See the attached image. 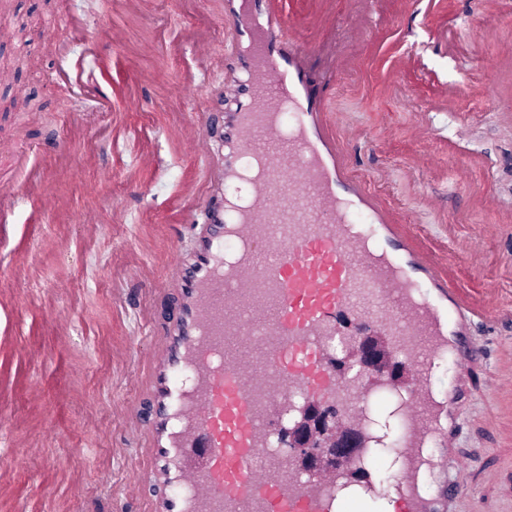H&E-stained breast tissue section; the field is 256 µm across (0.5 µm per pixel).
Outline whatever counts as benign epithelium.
I'll list each match as a JSON object with an SVG mask.
<instances>
[{
    "label": "benign epithelium",
    "mask_w": 512,
    "mask_h": 512,
    "mask_svg": "<svg viewBox=\"0 0 512 512\" xmlns=\"http://www.w3.org/2000/svg\"><path fill=\"white\" fill-rule=\"evenodd\" d=\"M353 365L363 376L384 377L396 387L406 382L407 368L390 349L385 338L377 334L359 337ZM288 448L308 473L336 469L361 448V438L353 429L339 426L335 411L308 404L292 427L284 431Z\"/></svg>",
    "instance_id": "7a95c632"
}]
</instances>
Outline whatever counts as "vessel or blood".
I'll return each instance as SVG.
<instances>
[{"mask_svg": "<svg viewBox=\"0 0 512 512\" xmlns=\"http://www.w3.org/2000/svg\"><path fill=\"white\" fill-rule=\"evenodd\" d=\"M222 21L243 75L238 102L219 118L190 113L177 137L194 160L220 151L219 179L247 182L248 194L214 205L206 187L189 186L209 232L188 259L179 229L165 245L160 286L177 295L175 321L114 354L136 364L125 378L150 403L147 417H124L120 433L142 450L126 475L140 506L120 499L114 512H335L340 473L305 476L288 458L273 469L261 459L299 396L363 431L372 386L338 380L328 362L349 323L374 326L408 365L396 496L400 512H435L416 477L425 447L451 443L463 391L436 397L433 368L446 353L462 370L474 356L459 318L475 302L454 270L475 262L481 241L426 245L358 172L362 134L328 111L304 69L319 33L336 23L375 44L382 26L372 11L340 18L335 0H315L301 29L262 0H224ZM1 155L28 169L46 212L63 209L50 174L10 146ZM475 304L484 321L504 314L495 289Z\"/></svg>", "mask_w": 512, "mask_h": 512, "instance_id": "vessel-or-blood-1", "label": "vessel or blood"}]
</instances>
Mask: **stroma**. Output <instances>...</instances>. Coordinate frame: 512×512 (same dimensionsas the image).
Here are the masks:
<instances>
[{
	"mask_svg": "<svg viewBox=\"0 0 512 512\" xmlns=\"http://www.w3.org/2000/svg\"><path fill=\"white\" fill-rule=\"evenodd\" d=\"M387 21L404 28L405 37L390 36L385 57L375 68L359 67L345 82L326 89L336 111L348 113L367 133L358 155L359 172L406 217L414 219L425 239L445 246L450 235L480 236V268H458L460 284L477 295L499 289L512 305V223L501 220L512 211V115L487 104L478 88L496 84L499 40L512 38V21L492 10V0H442L433 10L414 5L402 11L400 0H381ZM222 0H143L138 15L113 13L110 0H10L0 12V60L21 59L11 79L26 90L24 103L0 112V140H15L31 153L33 167L55 171V191L75 209L96 210L109 232L85 236L70 213L49 214L36 190L24 187V173L0 165V182L16 179L18 202L13 224L0 233V258L25 259L36 268L21 297L0 296V464L15 467L9 494L0 495V512H88L93 502H111L125 492L122 469L134 449L118 451L120 430L115 403H130L134 391L111 362L108 348L145 339L144 306L130 301L137 287L132 268L141 263L162 272L160 249L170 227L179 223L185 179L209 180L213 161L190 160L171 144L170 127L198 107L237 89L239 74L224 61L226 32L220 21ZM74 15L90 34L106 28L121 32V41L103 45L97 55L86 51L65 24ZM485 20L477 30L476 20ZM205 33L209 60L198 92L185 100H161L157 81L175 79L191 63L192 32ZM155 44L154 52L137 55L131 48ZM363 57L364 48L341 27L325 33L321 48L308 62L315 75L329 72L341 53ZM403 54L410 66L387 86V58ZM465 84L458 109L443 112L431 103L446 87ZM105 88L110 110L92 93ZM139 95L144 109L128 112L124 102ZM429 121L441 134L432 147L434 167L410 172L408 163L420 147L409 135L414 117ZM469 132L457 141L459 122ZM152 165L140 166L143 153ZM96 157L94 168L79 182L56 171L59 158ZM470 172L469 186L457 178L458 167ZM111 175L109 183L99 172ZM489 189L495 211L479 209L472 188ZM124 202L123 220L112 227V201ZM48 236L63 240L65 250L42 251ZM71 286L76 305L71 336L59 346L48 317L56 301L54 281ZM471 340L480 358L472 363L471 394L455 409L453 447L436 449L438 468L424 475L421 489L436 497L447 483L450 458L463 459V489L446 512H512V403L497 382L512 354V316L488 324L473 318ZM39 382L43 396L29 395ZM405 388L376 393L367 408L375 441L364 457L369 479L389 498L401 449L399 412ZM64 432L67 443L51 438L47 426ZM110 468L102 481L99 471Z\"/></svg>",
	"mask_w": 512,
	"mask_h": 512,
	"instance_id": "1",
	"label": "stroma"
}]
</instances>
